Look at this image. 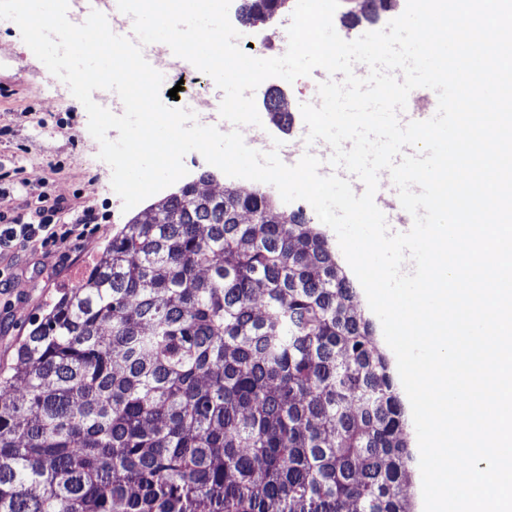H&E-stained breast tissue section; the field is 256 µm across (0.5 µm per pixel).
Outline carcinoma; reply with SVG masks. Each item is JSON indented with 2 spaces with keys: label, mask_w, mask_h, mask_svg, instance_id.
<instances>
[{
  "label": "carcinoma",
  "mask_w": 512,
  "mask_h": 512,
  "mask_svg": "<svg viewBox=\"0 0 512 512\" xmlns=\"http://www.w3.org/2000/svg\"><path fill=\"white\" fill-rule=\"evenodd\" d=\"M151 211L0 374V512H412L402 404L326 236L260 188Z\"/></svg>",
  "instance_id": "obj_1"
}]
</instances>
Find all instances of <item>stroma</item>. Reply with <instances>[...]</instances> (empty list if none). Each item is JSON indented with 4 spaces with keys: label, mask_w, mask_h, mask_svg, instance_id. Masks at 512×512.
Instances as JSON below:
<instances>
[{
    "label": "stroma",
    "mask_w": 512,
    "mask_h": 512,
    "mask_svg": "<svg viewBox=\"0 0 512 512\" xmlns=\"http://www.w3.org/2000/svg\"><path fill=\"white\" fill-rule=\"evenodd\" d=\"M405 6L406 0H393L389 11L368 20L362 15V0H340L334 28L341 38L353 41L385 28ZM232 22L241 46L249 48L251 56L265 59L284 54L290 12L251 23L236 14ZM315 91L310 75L291 83L273 77L260 84L253 98L264 115L262 131L267 141L292 139L304 130L300 106L311 102ZM271 94L278 97L281 111L289 114L290 126H283L267 112L266 98ZM99 151V142L88 131L82 103L30 51L18 26L0 20V212L25 214L43 195L68 201L70 209L63 223H75L87 207L100 218L97 233L71 237L60 250L51 252L36 244L19 253H0V269L11 277L10 287L0 289V371L13 364L33 321L99 260L113 228L144 215L158 201L153 195L123 210L111 185L112 170L99 159Z\"/></svg>",
    "instance_id": "obj_1"
}]
</instances>
